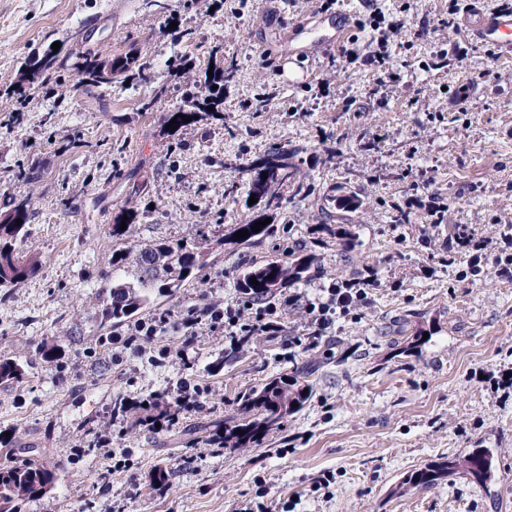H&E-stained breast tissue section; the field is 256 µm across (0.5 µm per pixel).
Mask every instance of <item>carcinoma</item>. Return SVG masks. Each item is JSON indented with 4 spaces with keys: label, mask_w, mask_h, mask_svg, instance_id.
<instances>
[{
    "label": "carcinoma",
    "mask_w": 512,
    "mask_h": 512,
    "mask_svg": "<svg viewBox=\"0 0 512 512\" xmlns=\"http://www.w3.org/2000/svg\"><path fill=\"white\" fill-rule=\"evenodd\" d=\"M83 68L77 71L79 82L85 86L100 87L110 85L117 77L130 80L131 85L146 81V66L138 63L133 56L103 59L98 53L87 50L79 56ZM235 73L230 61L215 68L213 76L204 79L208 94L200 97L193 95L189 109L175 112L170 118L183 122V118H194L199 113L215 120L224 119V85L231 82ZM217 89H212V86ZM271 157L277 161L276 171L267 176L255 167V161L244 166L249 175L248 194L255 195L258 202L253 204L248 218L233 224L224 237L215 240L219 248L224 244L244 245L257 243L268 237L272 225L252 231L256 222L273 217L282 205V189L291 187L294 195L307 196L311 193L309 184L297 178L298 165L293 156L283 151H271L257 156L261 160ZM31 199H12L6 205L3 215L12 217L9 222L0 221V288H14L39 269L40 260L35 255L23 256L18 253L15 243L28 237V222L32 212ZM136 215L127 214L126 229L121 222L110 228L112 239L117 248L112 250L110 264L112 270H122L131 264L138 274V285L128 282L115 283L109 295L103 300L101 326L122 325L132 322L135 316L149 307L151 298L147 289L157 281H163L175 288L191 276L194 270L207 263L206 253L193 252L179 243L156 242L140 248L127 245L131 236ZM23 223L18 225L16 220ZM248 231V236L235 238L236 232ZM315 261V254L306 249H288V262L266 260L252 265L240 272L236 281L238 291L256 300H264L282 293L294 284L304 280ZM256 278L258 284L251 283ZM25 375L24 363L13 358H0V383H18ZM309 396V387L296 379L280 376L267 380L259 387H249L236 397L238 414L226 417L214 425V439L225 448H248L260 442L271 433L281 431L288 415L297 411ZM184 406L164 394L152 393L138 402H130L117 396L112 399V416L118 418L137 417L139 422L177 425ZM15 449L7 448L0 452V512H15L16 503L34 497L56 480V472L46 468L39 456L14 461ZM461 474L471 481L486 486L493 480L492 456L485 449H476L463 460L433 462L404 479V483L414 488L427 489L439 481Z\"/></svg>",
    "instance_id": "obj_1"
}]
</instances>
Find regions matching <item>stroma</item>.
Returning a JSON list of instances; mask_svg holds the SVG:
<instances>
[{
  "instance_id": "1",
  "label": "stroma",
  "mask_w": 512,
  "mask_h": 512,
  "mask_svg": "<svg viewBox=\"0 0 512 512\" xmlns=\"http://www.w3.org/2000/svg\"><path fill=\"white\" fill-rule=\"evenodd\" d=\"M163 2L0 0V206L31 197L21 249L41 259L32 278L0 288V357L31 362L23 383L0 384V435L58 471L18 512H245L256 501L273 512H512V397L495 389L512 374V281L497 276L496 252L474 274L448 251L459 226L492 242L512 225V55L445 25L451 0H277L270 11L264 0ZM339 11L352 31L311 57ZM373 11L402 22L387 34L386 73L363 61L378 36ZM171 16L192 41L174 40ZM286 30L293 43L281 41ZM215 46L237 64L223 119L168 129L185 105L182 60L204 71ZM89 48L137 56L149 82L80 87L64 65L70 96L38 85L15 94L30 60L52 53L64 64ZM440 52L447 66L431 67ZM273 148L295 153L312 194L284 192L272 237L214 250L180 288H151L150 311L234 303L239 269L279 258L280 242L316 249L301 291L373 268L356 316L337 318L314 349L292 307L279 335L241 349L204 325L184 355L178 335L95 351L111 224L131 211L138 241L199 249L248 215L241 167ZM344 195L361 207L337 209ZM341 227L346 244H329ZM45 343L59 359L32 360ZM302 366L312 394L282 431L250 448L210 442L239 391ZM186 380L208 392L172 428L109 416L116 396H172ZM107 426L113 454L75 455ZM476 448L492 455L489 486L460 475L422 490L403 483Z\"/></svg>"
}]
</instances>
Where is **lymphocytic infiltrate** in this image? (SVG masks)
Wrapping results in <instances>:
<instances>
[{"instance_id": "1", "label": "lymphocytic infiltrate", "mask_w": 512, "mask_h": 512, "mask_svg": "<svg viewBox=\"0 0 512 512\" xmlns=\"http://www.w3.org/2000/svg\"><path fill=\"white\" fill-rule=\"evenodd\" d=\"M374 277L344 279L330 283L319 295L292 291L282 300L236 301L223 306H206L185 314L166 312L151 316L129 326L128 336H163L176 331L184 336L197 335L201 324H208L214 331L230 337L245 333L257 336L281 328L282 311L287 306L303 307L312 338L327 335L337 315L348 314L365 303L368 289L374 285Z\"/></svg>"}]
</instances>
